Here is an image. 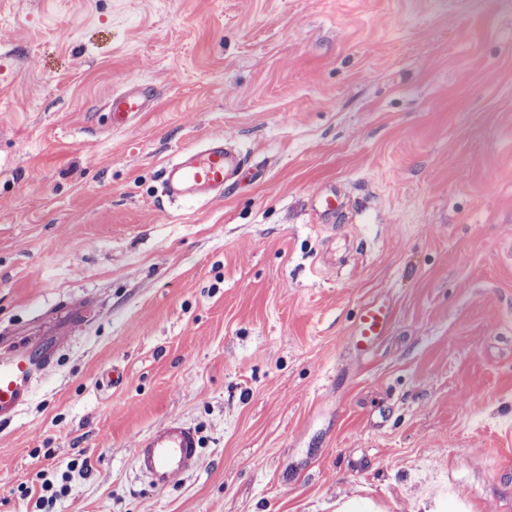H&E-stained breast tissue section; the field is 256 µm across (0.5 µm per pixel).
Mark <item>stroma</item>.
<instances>
[{
	"label": "stroma",
	"instance_id": "35a3bbf8",
	"mask_svg": "<svg viewBox=\"0 0 512 512\" xmlns=\"http://www.w3.org/2000/svg\"><path fill=\"white\" fill-rule=\"evenodd\" d=\"M221 134L240 184L161 203ZM79 298L0 429V512L75 458L49 512H512V0H0V332ZM175 419L200 467L160 492L135 443ZM153 95V89L146 84L131 85L113 93L108 100L111 122L117 127H125L138 112H146ZM391 303L385 298H375L366 302L353 326L350 345L360 353L372 352L391 324Z\"/></svg>",
	"mask_w": 512,
	"mask_h": 512
}]
</instances>
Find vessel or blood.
<instances>
[{
  "instance_id": "vessel-or-blood-1",
  "label": "vessel or blood",
  "mask_w": 512,
  "mask_h": 512,
  "mask_svg": "<svg viewBox=\"0 0 512 512\" xmlns=\"http://www.w3.org/2000/svg\"><path fill=\"white\" fill-rule=\"evenodd\" d=\"M153 90L135 84L113 93L108 112L113 125L123 127L147 111ZM230 136L206 140L204 146L182 150L165 167L160 195L171 203L211 199L237 184L248 166L246 156L231 150ZM63 317L37 337L18 340L0 336V424L10 423L33 396L36 384L59 359L67 341L82 322V303L66 304ZM391 303L384 298L366 302L353 326L350 344L360 353L372 352L391 324ZM200 464V439L195 427L166 422L139 439L135 450L138 474L159 490L169 489Z\"/></svg>"
}]
</instances>
